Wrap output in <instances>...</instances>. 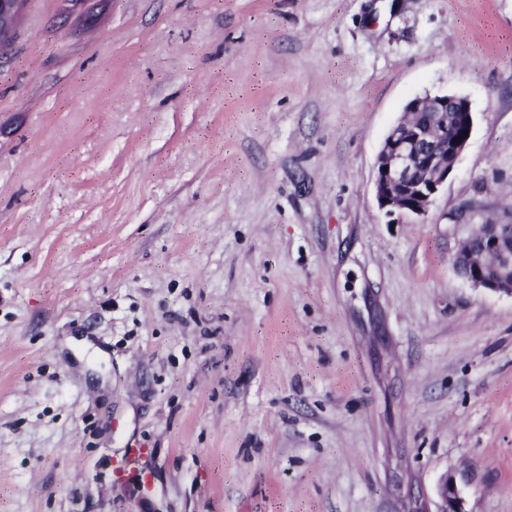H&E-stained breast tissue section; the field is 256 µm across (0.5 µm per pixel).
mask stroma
Segmentation results:
<instances>
[{"instance_id": "obj_1", "label": "stroma", "mask_w": 512, "mask_h": 512, "mask_svg": "<svg viewBox=\"0 0 512 512\" xmlns=\"http://www.w3.org/2000/svg\"><path fill=\"white\" fill-rule=\"evenodd\" d=\"M63 12L0 59V512H512V298L453 266L512 224V0ZM437 92L469 145L391 219ZM421 112H427L428 119L416 124L412 115ZM454 112L462 114L464 129L459 134L448 126ZM403 114L376 157V199L389 216L421 217L428 213L466 150L474 117L466 97L448 93L415 97ZM464 131H468L467 137ZM442 508L437 512H465L453 475L446 472L439 481Z\"/></svg>"}]
</instances>
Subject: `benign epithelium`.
Wrapping results in <instances>:
<instances>
[{
    "label": "benign epithelium",
    "instance_id": "benign-epithelium-1",
    "mask_svg": "<svg viewBox=\"0 0 512 512\" xmlns=\"http://www.w3.org/2000/svg\"><path fill=\"white\" fill-rule=\"evenodd\" d=\"M27 2L0 0V58ZM421 112L428 113V119L417 124L412 115ZM450 112L462 114L463 132L450 131ZM473 125L471 104L464 96L426 94L409 101L376 157L374 184L379 207L389 216L426 215L466 150L470 137L464 132L473 131ZM476 233L482 240L481 250L461 247L455 254L457 265L467 270L464 279L477 288L512 297V245L498 224H480ZM439 487L443 502L439 512H464L454 476L443 474Z\"/></svg>",
    "mask_w": 512,
    "mask_h": 512
}]
</instances>
